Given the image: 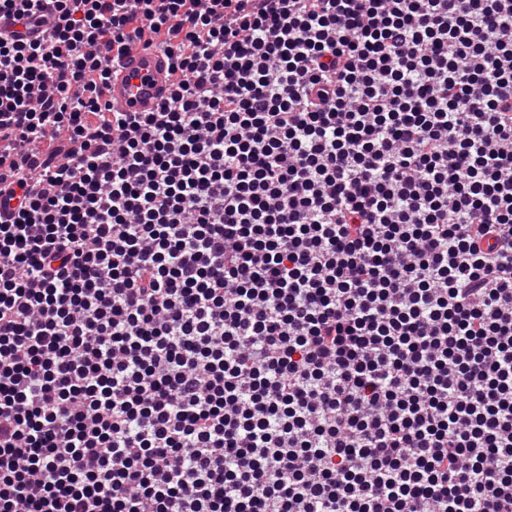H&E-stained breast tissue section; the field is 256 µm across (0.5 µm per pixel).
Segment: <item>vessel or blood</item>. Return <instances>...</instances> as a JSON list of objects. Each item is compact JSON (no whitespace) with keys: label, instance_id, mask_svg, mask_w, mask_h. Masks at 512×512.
<instances>
[{"label":"vessel or blood","instance_id":"obj_1","mask_svg":"<svg viewBox=\"0 0 512 512\" xmlns=\"http://www.w3.org/2000/svg\"><path fill=\"white\" fill-rule=\"evenodd\" d=\"M170 78L163 54L146 42H138L112 67L107 93L114 109L155 112L169 95Z\"/></svg>","mask_w":512,"mask_h":512}]
</instances>
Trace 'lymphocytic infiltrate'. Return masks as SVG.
<instances>
[{"label":"lymphocytic infiltrate","instance_id":"lymphocytic-infiltrate-1","mask_svg":"<svg viewBox=\"0 0 512 512\" xmlns=\"http://www.w3.org/2000/svg\"><path fill=\"white\" fill-rule=\"evenodd\" d=\"M0 512H512V0H0ZM149 35L157 112L110 63ZM112 76L107 93L112 109L124 112H157L169 95L164 55L145 39L111 67Z\"/></svg>","mask_w":512,"mask_h":512}]
</instances>
